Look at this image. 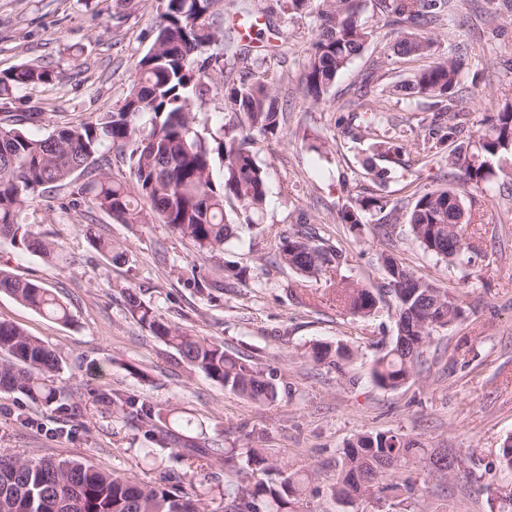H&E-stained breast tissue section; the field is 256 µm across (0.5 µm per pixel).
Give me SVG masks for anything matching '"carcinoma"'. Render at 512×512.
<instances>
[{
  "label": "carcinoma",
  "mask_w": 512,
  "mask_h": 512,
  "mask_svg": "<svg viewBox=\"0 0 512 512\" xmlns=\"http://www.w3.org/2000/svg\"><path fill=\"white\" fill-rule=\"evenodd\" d=\"M165 9L152 42L135 63L132 86L122 105L97 122L56 127L45 137H33L16 128L0 127V236L46 261L59 257L56 242L21 222L27 204L50 189L67 187L76 177L69 201L108 213L123 224H164L191 241L201 258L224 253L236 236L225 204L236 201L245 221L261 213L266 201V173L249 149L255 136H275L284 119L283 107L271 87L255 77L262 59L251 56L249 45L227 43L221 51L211 47L224 42V31L208 22L218 0H164ZM465 0H373L383 16L397 26L393 51L403 58L431 54L433 39L400 25L428 28L460 18ZM291 15H314L317 37L304 63L301 89L318 102L337 75L375 38L359 16L363 0H284ZM238 67V82L224 84V68ZM463 55L434 63L415 72L395 87L408 97L435 98L443 104L440 123L423 140L419 153L425 158L448 151L444 184L414 193L405 214H394L393 223H405L423 252L451 266L469 267L479 254V240L466 234L475 214L470 189L489 186L498 178L495 162L512 156V102L488 118L475 139L459 141L468 126L469 113L462 106L459 76ZM54 71L48 66L25 63L0 71V96L33 84H49ZM370 73L364 90L355 99L337 106L363 112L364 121L349 130L354 138L376 137L374 147L384 157L398 156L406 135L383 124L377 94L370 89ZM222 88L224 105L242 117L205 140L195 130L196 109L210 86ZM120 151L134 178L138 197L126 185L105 172L110 159L99 154L104 143ZM221 178L214 177V167ZM383 196L355 199L339 213L341 223L354 228L365 214L382 213ZM92 246L113 263H126L128 252L96 233ZM280 262L305 279H317L344 264V253L327 240L300 233L280 238ZM387 287L372 291L343 279L334 288L336 307L368 317L391 298L396 336L379 351L370 374L385 390H396L416 379L434 332L465 316L460 296L416 275L395 258H383ZM183 286L203 291L212 282L192 266ZM0 292L36 313L67 324L71 313L56 295L39 285L19 280L0 270ZM126 308L151 335L173 347L194 370L224 388L258 404H269L278 395L273 372L224 348V343L190 334L171 326L155 309L130 290ZM355 356L349 346L317 343L310 358L328 362L343 373ZM62 369L60 354L23 328L0 321V393L18 394L32 401L68 409L69 396L54 384ZM112 407L144 429V435L165 450L179 441L191 448L202 443L158 424L152 407L138 396L115 391ZM466 464L461 456L434 451L419 437L401 432L364 431L344 446L335 481L329 485L337 502L355 508L363 499L393 500L403 508L430 483L452 478ZM488 481L482 490L494 506L490 512H512V482L497 476L512 475V435L484 465ZM321 492L318 475L296 464L284 463L267 448L224 449V499L211 507L203 499L179 493L166 483H141L131 477L98 469L88 460L24 459L0 453V512H298L300 502Z\"/></svg>",
  "instance_id": "carcinoma-1"
}]
</instances>
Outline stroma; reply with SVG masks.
I'll return each mask as SVG.
<instances>
[{
  "instance_id": "obj_1",
  "label": "stroma",
  "mask_w": 512,
  "mask_h": 512,
  "mask_svg": "<svg viewBox=\"0 0 512 512\" xmlns=\"http://www.w3.org/2000/svg\"><path fill=\"white\" fill-rule=\"evenodd\" d=\"M258 19L253 53L266 57L267 82L287 105V123L277 138H256L251 150L266 172L267 202L255 225L244 226L237 202L226 210L241 229L222 260L199 261L190 243L163 224H122L108 214L69 203L66 191L37 197L22 217L49 234L61 257L48 262L0 238V269L53 291L70 309L60 324L0 294V321L54 348L62 357L55 383L78 409L68 416L15 394H0V452L21 458H85L100 469L155 482L170 477L179 491L207 499L224 491V459L174 444L147 455L142 430L91 393L125 391L145 399L166 421L186 424L188 434L223 448H269L282 460L332 478L345 443L360 430L399 431L429 441L470 463L447 485L413 500L408 512H490L478 486L484 465L512 435V195L478 194V206L498 237L481 233L482 253L474 276L445 266L423 252L404 226L391 237L378 230L379 215L351 229L337 212L349 200L381 194L390 204L414 191L440 185L444 160L421 162L413 143L398 160L377 154L372 139H351L340 122L337 101L350 98L373 59L384 60L385 82L395 85L462 49L460 81L472 130L484 128L497 101L483 86L498 87L512 100V9L506 0H468L459 22L431 27V57L409 61L392 49L389 26L373 6L361 21L375 37L337 77L325 101L306 98L299 80L316 38L309 16H288L280 0H219L212 22L229 29L238 9ZM164 10L163 0H0V71L22 63L50 66L55 78L14 91L0 100V126L18 113L42 112L22 131L45 136L67 123H93L122 104L136 59L147 49ZM386 119L427 133L431 111L425 99L387 93L379 99ZM385 170L386 179L375 176ZM128 249L123 265L110 263L85 236L87 225ZM320 233L346 254L341 269L369 289L385 287L384 255L462 296L467 316L435 333L430 369L419 380L391 391L369 377L374 355L396 334L387 312L359 318L338 312L333 288L322 279L300 283L279 264L280 232ZM246 276L229 287L201 294L180 276L200 265L211 280L224 278L225 262ZM135 290L167 322L222 341L225 349L274 369L279 395L257 406L193 370L177 351L153 338L131 318L123 289ZM340 342L357 350L347 377L314 363L313 342Z\"/></svg>"
}]
</instances>
